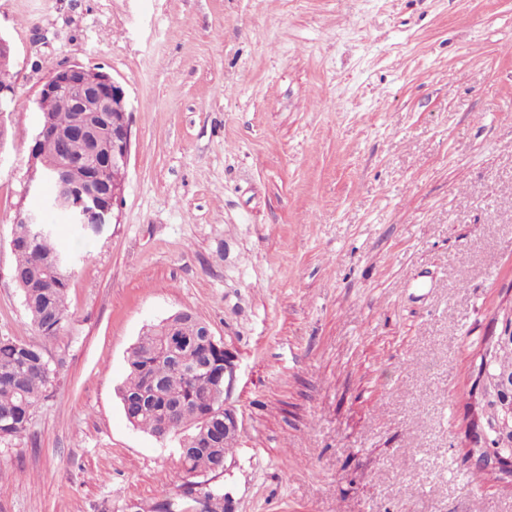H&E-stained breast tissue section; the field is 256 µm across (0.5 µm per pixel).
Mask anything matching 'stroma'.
Wrapping results in <instances>:
<instances>
[{"label":"stroma","instance_id":"1","mask_svg":"<svg viewBox=\"0 0 512 512\" xmlns=\"http://www.w3.org/2000/svg\"><path fill=\"white\" fill-rule=\"evenodd\" d=\"M0 336L58 383L0 444V512H157L176 439L126 420L143 327L189 311L235 356V512H512L469 472L465 396L512 308V0H0ZM125 90L119 221L77 244L69 320L42 341L11 278L38 208L29 145L49 74ZM13 56L10 43L0 37V113L6 112L9 94L13 91V74L8 66Z\"/></svg>","mask_w":512,"mask_h":512}]
</instances>
